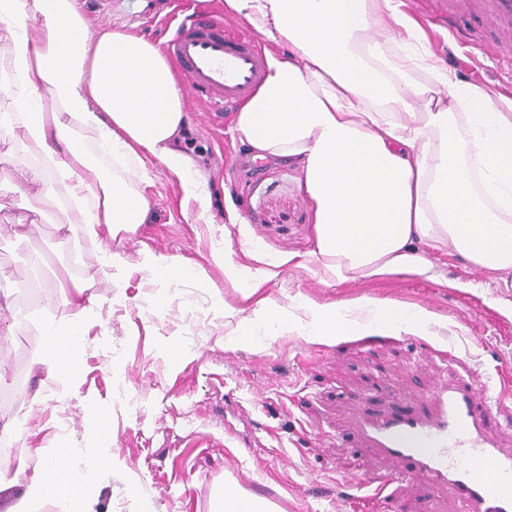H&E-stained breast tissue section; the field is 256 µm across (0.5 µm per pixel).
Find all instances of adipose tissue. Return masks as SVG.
<instances>
[{"instance_id":"obj_1","label":"adipose tissue","mask_w":512,"mask_h":512,"mask_svg":"<svg viewBox=\"0 0 512 512\" xmlns=\"http://www.w3.org/2000/svg\"><path fill=\"white\" fill-rule=\"evenodd\" d=\"M291 58H270L265 80L236 115L250 154L295 163L315 203L312 256L336 281L407 274L433 279L428 255L453 250L488 282L512 278V99L459 80L432 54L415 58L428 83L389 73L373 31L408 26L394 0H224ZM0 28L13 47L0 71L12 111L5 128L40 151L68 198L58 228L98 240L149 223L146 159L181 181L208 217L210 191L179 148L189 118L159 48L143 37L91 29L76 0H0ZM119 161L107 172L100 158ZM122 257L103 248L84 279L42 324L30 405L79 366L97 319V284L111 283ZM309 341L417 333L423 311L369 300L311 303ZM28 478L15 512L63 500L93 512L83 471L43 464L33 477L0 465V487Z\"/></svg>"}]
</instances>
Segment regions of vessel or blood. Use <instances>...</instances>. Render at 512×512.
Returning <instances> with one entry per match:
<instances>
[{
    "label": "vessel or blood",
    "instance_id": "1",
    "mask_svg": "<svg viewBox=\"0 0 512 512\" xmlns=\"http://www.w3.org/2000/svg\"><path fill=\"white\" fill-rule=\"evenodd\" d=\"M485 15L512 41V0H433V18L448 13ZM168 28L164 49L192 97L209 111L233 112L261 86L267 60L254 40L225 37L220 15L181 10L160 19ZM486 383L434 384L426 410L366 414L356 409L355 431L389 462L395 475L415 473L463 501L467 512H512V448L486 427Z\"/></svg>",
    "mask_w": 512,
    "mask_h": 512
}]
</instances>
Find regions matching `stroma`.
Here are the masks:
<instances>
[{
    "mask_svg": "<svg viewBox=\"0 0 512 512\" xmlns=\"http://www.w3.org/2000/svg\"><path fill=\"white\" fill-rule=\"evenodd\" d=\"M95 29L133 33L159 44L165 32L148 14L152 0H80ZM423 47L461 80L502 90L511 64L479 51L450 48L447 36L424 34ZM190 127L180 147L209 184L214 223L198 219L181 183L163 165L147 163L153 214L110 241L125 265L111 287L100 289V322L90 328L81 367L67 382L62 405L79 418L64 427L59 408L28 407L40 320L68 296L56 287L54 267L82 277L94 253L80 231L62 233L54 210L35 217V192L60 193L52 182L33 184L28 149L0 130V280L12 288L13 308L0 311V422H29L18 448L26 476L57 449L72 462L101 457L87 478L96 512H210L217 486L275 504L279 512H463L447 491L422 480L403 485L375 449L358 442L349 416L402 410L426 402L433 384L448 376L492 378L489 425L512 420V286L489 288L481 272L454 253L430 254L436 279L405 275L339 283L320 271L309 252L315 234L313 200L298 167L279 159H252L234 119H206L204 102L183 96ZM233 205L245 228L225 225ZM37 222L36 234L17 239V225ZM49 253L53 268H33L32 250ZM256 250L277 265L259 298L224 276L223 259L247 263ZM177 257L195 278L153 279L145 255ZM289 263H282V256ZM355 299L386 301L431 317L422 334L367 336L312 343L302 306ZM252 322L241 337L242 319ZM97 409L99 418L89 415ZM386 484V494L369 487Z\"/></svg>",
    "mask_w": 512,
    "mask_h": 512,
    "instance_id": "1",
    "label": "stroma"
}]
</instances>
